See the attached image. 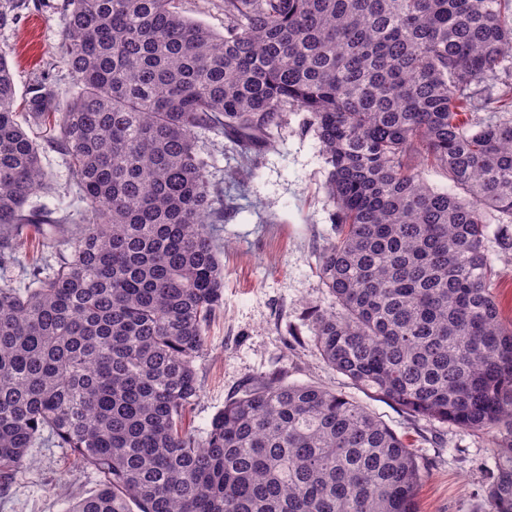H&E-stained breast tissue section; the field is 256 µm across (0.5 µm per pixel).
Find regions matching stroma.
<instances>
[{"mask_svg": "<svg viewBox=\"0 0 512 512\" xmlns=\"http://www.w3.org/2000/svg\"><path fill=\"white\" fill-rule=\"evenodd\" d=\"M36 6L10 27L0 28L18 98L41 81L65 92L64 0H35ZM306 113L288 111L274 146L260 149L253 177L241 187L232 174L240 165L223 134L203 132L198 146L208 161L211 184L224 190V221L215 225L224 265V303L212 315L206 351L195 367L201 392L182 419L183 428L203 437L213 417L244 388L272 374L290 384H312L367 406L413 449L423 475L419 512H488L484 490L494 467L488 435L452 424L414 418L349 384L320 357L312 341V312L334 299L317 271L319 251L334 238V210L323 190L327 170L322 147L305 129ZM42 162L48 186L32 202L59 212L81 206L65 158L47 149ZM505 225L485 226V248L498 277L494 293L505 320H512V252H501ZM55 245L29 229L17 263L0 266V282L27 284L30 267L54 262ZM99 476L80 465L69 449L45 447L16 484L0 493V512H67L71 498L95 491Z\"/></svg>", "mask_w": 512, "mask_h": 512, "instance_id": "1", "label": "stroma"}]
</instances>
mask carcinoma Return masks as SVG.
Masks as SVG:
<instances>
[{
	"label": "carcinoma",
	"mask_w": 512,
	"mask_h": 512,
	"mask_svg": "<svg viewBox=\"0 0 512 512\" xmlns=\"http://www.w3.org/2000/svg\"><path fill=\"white\" fill-rule=\"evenodd\" d=\"M177 2L64 0L68 104L25 99L42 145L0 49V254L28 224L71 225L48 273L0 284V489L48 443L100 476L68 512H417L413 450L341 393L269 376L205 437L182 428L224 298V192L197 135L247 165L300 110L337 229L315 347L413 417L490 434L485 499L512 512V322L484 249L485 212L512 224V0H224L222 34ZM30 9L0 0V27ZM46 146L82 194L59 218L29 208Z\"/></svg>",
	"instance_id": "obj_1"
}]
</instances>
